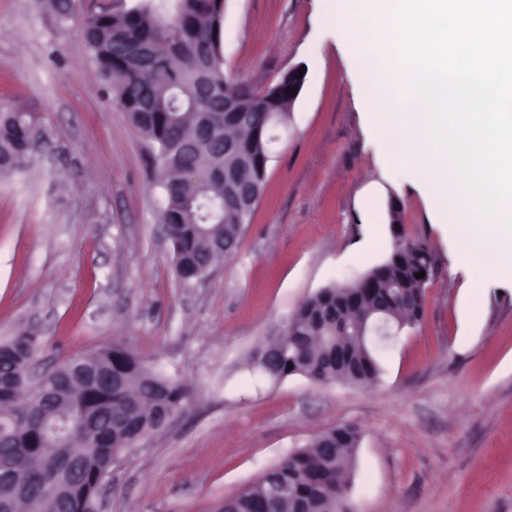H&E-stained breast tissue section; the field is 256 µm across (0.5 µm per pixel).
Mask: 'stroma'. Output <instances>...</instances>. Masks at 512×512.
Listing matches in <instances>:
<instances>
[{
	"mask_svg": "<svg viewBox=\"0 0 512 512\" xmlns=\"http://www.w3.org/2000/svg\"><path fill=\"white\" fill-rule=\"evenodd\" d=\"M323 0H226L224 70L276 83L304 67L236 252L182 282L149 142L114 105L81 31L38 0H0V105L38 113V164L0 175V338L26 327L59 366L122 342L190 398L113 466L103 512H219L226 498L338 425L360 434L350 512H512V281L472 282L427 196L391 166ZM398 212H391V202ZM435 265L420 323L372 384L277 381L255 349L306 299L386 260L391 221Z\"/></svg>",
	"mask_w": 512,
	"mask_h": 512,
	"instance_id": "35a3bbf8",
	"label": "stroma"
}]
</instances>
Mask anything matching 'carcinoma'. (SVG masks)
<instances>
[{
	"mask_svg": "<svg viewBox=\"0 0 512 512\" xmlns=\"http://www.w3.org/2000/svg\"><path fill=\"white\" fill-rule=\"evenodd\" d=\"M224 0H140L119 11H104L88 20L83 38L103 80L113 86V104L128 114L133 126L151 143L160 213L171 242L175 271L184 283L205 277L217 256L237 250L244 223L224 207V134L232 120L224 111ZM212 113L209 137L191 150L186 135ZM45 134L34 112L0 107V173L34 166ZM243 153L267 157L268 140L239 137ZM402 256V262L377 265V287L321 290L288 318L298 331L321 340L300 359L267 356L269 341L255 351L254 367L267 376L296 375L336 381V344L352 358L366 361L363 382H375L381 368L376 349L363 350L358 332L336 341V306L355 305L373 315L418 324L424 312L394 298L386 284L407 279L416 265H434L428 244ZM39 337L19 329L0 341V497L12 485L34 484L46 462L49 421L69 426L64 456L81 454L83 479L58 507L45 512H86L97 493V477L113 459L130 450L136 435L148 436L168 427V410L183 411L189 388L153 370L117 342L76 357L48 378L36 374ZM100 420L92 444L79 447L85 424ZM349 449L336 453L314 440L277 464L280 481L302 495L336 498L340 476L349 466ZM260 481L250 485L236 512H288V503L265 510Z\"/></svg>",
	"mask_w": 512,
	"mask_h": 512,
	"instance_id": "1",
	"label": "carcinoma"
}]
</instances>
